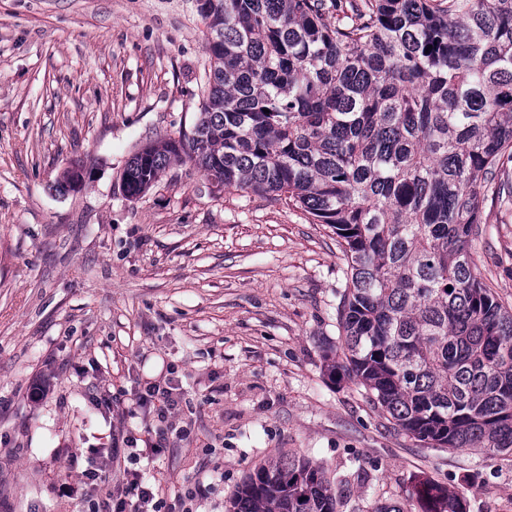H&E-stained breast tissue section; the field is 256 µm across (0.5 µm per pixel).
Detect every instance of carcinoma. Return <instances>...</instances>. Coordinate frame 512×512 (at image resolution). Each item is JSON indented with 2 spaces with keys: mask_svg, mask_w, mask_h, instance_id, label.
<instances>
[{
  "mask_svg": "<svg viewBox=\"0 0 512 512\" xmlns=\"http://www.w3.org/2000/svg\"><path fill=\"white\" fill-rule=\"evenodd\" d=\"M204 0L210 68L191 136L131 157L136 198L174 161L286 196L346 257L331 379L433 448L512 450V310L470 255L489 180L512 162V0ZM432 49H427V46ZM452 290H447V287ZM421 512H465L425 481ZM324 467L279 453L231 512H342Z\"/></svg>",
  "mask_w": 512,
  "mask_h": 512,
  "instance_id": "obj_1",
  "label": "carcinoma"
}]
</instances>
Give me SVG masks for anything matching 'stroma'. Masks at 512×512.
<instances>
[{
	"label": "stroma",
	"instance_id": "stroma-1",
	"mask_svg": "<svg viewBox=\"0 0 512 512\" xmlns=\"http://www.w3.org/2000/svg\"><path fill=\"white\" fill-rule=\"evenodd\" d=\"M208 66L194 0H0V512H86L68 485L113 434L141 431L135 394L166 367L191 435L137 464L165 512H226L288 450L324 463L345 512L405 504L429 479L466 512H512V452L428 447L329 378L346 284L332 228L215 191L188 161L125 196L139 147L191 131ZM76 165L83 185L62 188ZM470 254L512 309V204L496 189ZM200 481L207 497L184 504Z\"/></svg>",
	"mask_w": 512,
	"mask_h": 512
}]
</instances>
